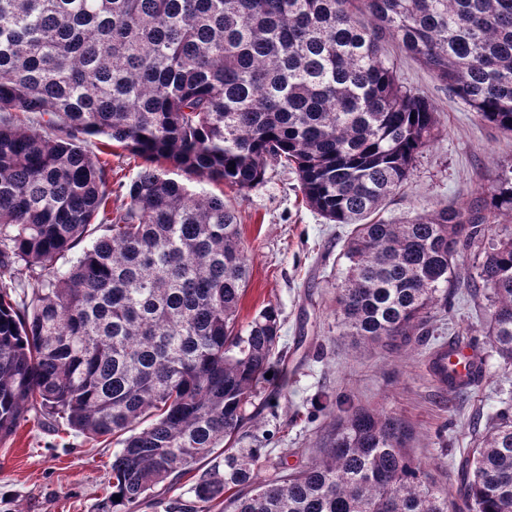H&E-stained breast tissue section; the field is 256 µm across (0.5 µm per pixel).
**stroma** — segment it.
<instances>
[{"instance_id": "35a3bbf8", "label": "stroma", "mask_w": 512, "mask_h": 512, "mask_svg": "<svg viewBox=\"0 0 512 512\" xmlns=\"http://www.w3.org/2000/svg\"><path fill=\"white\" fill-rule=\"evenodd\" d=\"M383 53L397 64L400 80L425 96L438 113L441 135L419 157L401 193L383 219L395 220L441 204L469 207L499 169L512 165V134L476 119L447 89L397 44ZM295 170L268 165L257 186L236 191L203 183L223 195L240 218L249 280L238 310L247 327L265 306L280 319L282 359L271 378L259 380L254 408V445L286 452L287 465H306L318 455L327 420L325 401L381 406L413 431V455L434 482L448 474L473 446L472 425L487 421L512 396V369L487 353L482 377L464 393L439 387L424 360L404 347L355 342L336 326V285L346 260L343 249L352 227L331 224L307 207ZM487 319L483 297L459 291L454 306L429 338L439 346L480 336ZM31 414L16 433L0 441V512H112L108 499L115 440H91L42 424Z\"/></svg>"}]
</instances>
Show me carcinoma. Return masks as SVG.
<instances>
[{
	"label": "carcinoma",
	"instance_id": "cac0c4a2",
	"mask_svg": "<svg viewBox=\"0 0 512 512\" xmlns=\"http://www.w3.org/2000/svg\"><path fill=\"white\" fill-rule=\"evenodd\" d=\"M386 36L512 132V0H0L1 441L32 410L116 439L112 512L218 449L177 512H512V403L444 488L382 408L326 409L321 457L267 479L270 454L236 447L251 437L279 314L266 306L239 329L236 211L172 171L241 191L271 161L295 169L307 206L354 225L336 287L342 335L409 347L466 288L483 293V335L512 367V168L467 208L378 217L438 131L433 106L383 58ZM87 135L146 162L120 209ZM467 253L474 277L459 272ZM460 347L428 358L456 391L484 366L458 372Z\"/></svg>",
	"mask_w": 512,
	"mask_h": 512
}]
</instances>
